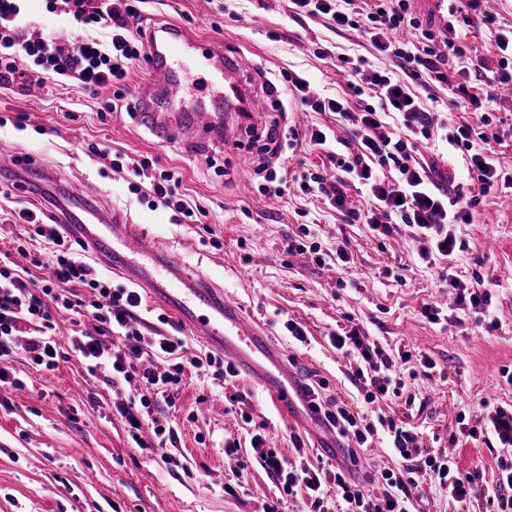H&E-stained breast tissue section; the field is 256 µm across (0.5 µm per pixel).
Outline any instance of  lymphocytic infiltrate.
<instances>
[{"label":"lymphocytic infiltrate","instance_id":"1","mask_svg":"<svg viewBox=\"0 0 512 512\" xmlns=\"http://www.w3.org/2000/svg\"><path fill=\"white\" fill-rule=\"evenodd\" d=\"M60 1L66 14L82 25L80 38L63 41L41 33L26 35L21 0H0V87L31 76L38 66L45 78L71 81L85 91L111 92L109 111L121 110L123 85L135 63L146 56L145 0H46L47 11H54ZM289 2L294 17L320 16L332 21L336 31L358 32L375 54L393 62L392 69L377 70L363 56L338 55V68L346 74L347 86L357 99L353 107L341 97L310 95L309 81L294 72L264 78L262 87L273 94L272 107L279 114H286L288 104L294 102L315 112L336 114L352 126L351 139L338 149L330 131H311L310 145L326 151L336 180L330 183L320 172L305 171L300 176L301 193L320 194L344 223L367 225L376 239L389 236L392 225H405L419 244L417 256L423 263L453 260L456 229L469 223L477 200L463 198L452 176L436 162L419 157V144L430 139L436 124L427 101L436 87L455 95L465 112H478L484 103L494 101L498 86L512 84V29L497 27L484 0H448V23L438 30L411 12L409 0ZM460 25L489 27L496 48L493 58L453 68V60L465 56L455 38ZM488 123L484 116L475 124L462 122L449 139L476 171L483 193L498 181L512 185V176L500 177L490 161L492 144L499 136L485 132ZM281 137L276 122L252 137L259 145L255 167L263 179L257 187L259 194H271V185L278 180L273 160L281 154ZM477 141L482 144L478 151L473 148ZM133 175L130 193L149 207L170 210L173 223L194 220L197 208L180 194L182 178L175 168H158L155 160L146 157L134 164ZM349 181L365 188V209L348 205L342 187ZM18 217L52 242L44 263L50 277L37 284L25 268L0 265V361L12 355L17 336L28 330L32 336L26 351L33 364L55 370L67 347L82 358L89 373L104 368L107 383L134 385L133 398L117 411L130 423L136 442L141 439L140 424L153 407L161 402L175 407L186 374L202 373L223 386L232 383L235 374L223 358L204 353L187 359L182 355V337L161 332L144 335L138 314L143 297L138 289L113 285L111 279L98 274L55 225L43 223L37 211L25 209ZM63 284L68 293L60 292ZM59 312L70 314L75 327L64 343L55 338ZM112 334L120 336V343H106V336ZM329 341L353 359L350 382L365 403L401 397L405 383L398 366L410 362L411 351H388L365 340L355 327L331 334ZM328 415L341 435L357 447L388 441L404 465L397 471L382 470L384 489L374 495L352 479L351 468L331 470L324 462H310L301 440L293 442L297 459L291 463L277 449L264 447L261 438H253L258 464L286 497L304 495L306 512H407L413 490L425 485L447 493L451 512H469L472 492L483 472L462 470L453 449L431 452L419 448L417 432L390 415L372 418L344 404L335 405ZM460 433L496 442L497 492L491 504L494 512H512V409L494 407L483 416L481 426L464 427Z\"/></svg>","mask_w":512,"mask_h":512}]
</instances>
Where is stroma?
I'll return each instance as SVG.
<instances>
[{
    "label": "stroma",
    "mask_w": 512,
    "mask_h": 512,
    "mask_svg": "<svg viewBox=\"0 0 512 512\" xmlns=\"http://www.w3.org/2000/svg\"><path fill=\"white\" fill-rule=\"evenodd\" d=\"M144 9L154 22L177 23L223 42L242 57L256 91L263 73L292 70L313 91L349 96L337 68L340 48L359 49L373 67L392 66L372 56L357 32H336L322 18L294 20L288 0H148ZM23 11L35 31L63 40L80 32L68 17L48 12L44 0H25ZM107 99L50 81L0 88V156L32 158L74 192L85 178L94 179L102 208L143 225L172 256L223 285L266 323L309 384L326 381L324 404L340 399L355 409L364 405L348 379V358L327 339L352 321L368 340L414 346L434 361L429 378L406 382L413 405L382 406L385 413L407 416L425 446L447 447L449 434L461 424L476 425L481 399L512 405V384L500 375L512 369V208L506 204L511 188L495 185L473 208L471 223L457 227L453 272L465 281L477 276L491 282L488 312L454 310L435 325L422 308L447 303L448 285L437 267L418 260V244L405 225L376 243L366 225L341 223L320 198L303 196L292 185L294 175L313 165L324 166L328 181L336 179L326 156L305 139L283 147L275 166L286 187L274 209L260 210L254 205L257 152L248 137L230 146L203 136L189 150L177 140L159 144L127 112L108 111ZM487 113L491 131L502 136L494 147L495 165L512 173V94L499 92ZM94 142L121 153L124 170L113 171L109 161L91 154ZM146 154L180 172L182 192L201 209L196 222L172 223L170 210L149 208L129 193L130 166ZM36 203L35 196L0 180V260L30 268L38 279L43 272L33 261L45 258L49 243L9 218ZM311 223L325 248L350 240L348 268L286 254L287 239ZM210 234L219 246L207 242ZM18 239L26 255L14 252ZM289 319L305 328V342L289 337ZM26 342L19 336L5 363L23 388L0 387V512H266L279 491L254 460L252 436L262 435L266 447L289 460L291 434L300 433L306 448L316 443L314 433L278 413L257 383L233 381L240 409L252 417L244 425L234 421L211 378L195 374L186 376L175 408L154 413L178 432L170 451L174 461L165 463L152 447V428H144L146 445L137 447L112 411L127 401L132 387L105 385L103 374H89L75 358L47 374L29 362ZM454 447L462 469L479 465L487 474L469 505L470 512H486L495 491L488 477L494 455L479 441L462 439Z\"/></svg>",
    "instance_id": "1"
}]
</instances>
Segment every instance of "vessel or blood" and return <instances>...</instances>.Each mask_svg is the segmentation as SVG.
I'll return each mask as SVG.
<instances>
[{
    "label": "vessel or blood",
    "mask_w": 512,
    "mask_h": 512,
    "mask_svg": "<svg viewBox=\"0 0 512 512\" xmlns=\"http://www.w3.org/2000/svg\"><path fill=\"white\" fill-rule=\"evenodd\" d=\"M144 40L148 70L136 94V109L139 120L158 141L200 130L221 132L225 142L232 143L241 130L230 127L223 112H238L247 104L253 111L264 110V101L250 99L240 62L225 53L223 43L177 27L149 28ZM184 68L208 71L218 97L224 100L223 111L187 102L188 87L179 77ZM99 192L97 182L89 181L74 193L71 207L61 210L65 231L108 260L114 273L142 288L149 301L168 309L205 346L221 354L236 374L266 389L281 415L308 431L320 432L321 456L339 455L335 428L261 322L204 275L174 260L139 225L121 223L96 209Z\"/></svg>",
    "instance_id": "1"
}]
</instances>
